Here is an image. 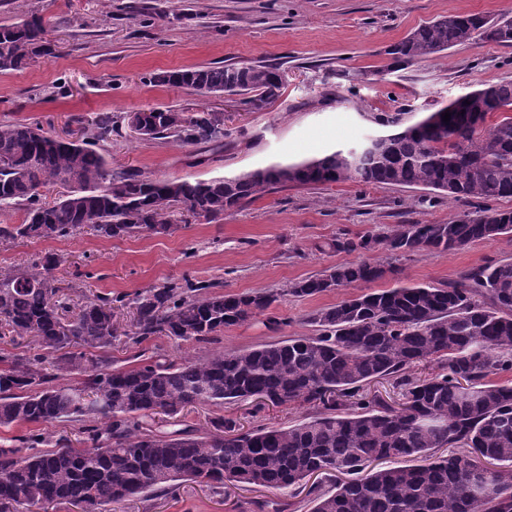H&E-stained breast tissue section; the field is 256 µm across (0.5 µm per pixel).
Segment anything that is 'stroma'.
I'll use <instances>...</instances> for the list:
<instances>
[{"label": "stroma", "instance_id": "1", "mask_svg": "<svg viewBox=\"0 0 512 512\" xmlns=\"http://www.w3.org/2000/svg\"><path fill=\"white\" fill-rule=\"evenodd\" d=\"M42 16L51 53L24 68L0 71V125L36 123L63 135L102 112L115 117L170 106L188 113L220 112L225 136L217 145L142 141L130 132L101 148L113 171L158 180H208L275 164L313 160L386 132L400 112L428 114L485 83L512 79V46L472 39L447 57L387 72V48L435 18L478 13L512 17V0H0V24ZM237 64H277L287 73L282 97L250 112L219 96L150 83L164 70ZM463 202L427 190L340 181L291 185L215 219L174 222L169 232L103 239L84 229L65 239L0 241V269L30 266L48 252L63 255L52 275L67 287L70 306L103 294L114 306L117 334L108 352L123 366L137 354L203 358L213 350L256 347L312 335L309 315L345 299L338 288L312 297L288 292L291 282L384 250H347L365 236L382 237L399 224L437 222L466 211ZM342 249H335V242ZM512 260V234L455 252L423 250L398 261L397 275L374 284L447 285L489 260ZM206 281L218 291L278 293L271 330L264 317L225 328L218 340L176 344L153 336L132 344L135 293L170 283ZM308 413L297 405L237 401L184 411V423L206 428L224 416L242 430L285 427ZM258 486L213 492L186 481L172 495L133 499L123 512H249L270 498Z\"/></svg>", "mask_w": 512, "mask_h": 512}]
</instances>
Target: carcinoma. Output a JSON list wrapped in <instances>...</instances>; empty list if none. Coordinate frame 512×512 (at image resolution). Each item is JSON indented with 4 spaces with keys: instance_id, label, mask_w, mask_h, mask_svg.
I'll return each instance as SVG.
<instances>
[{
    "instance_id": "1",
    "label": "carcinoma",
    "mask_w": 512,
    "mask_h": 512,
    "mask_svg": "<svg viewBox=\"0 0 512 512\" xmlns=\"http://www.w3.org/2000/svg\"><path fill=\"white\" fill-rule=\"evenodd\" d=\"M43 18L0 26V70L42 52ZM512 46V18L480 14L437 18L389 48L394 63L442 57L475 37ZM149 82L205 96L239 97L251 112L268 109L286 85L269 64H225L161 71ZM451 113L450 121L442 114ZM223 116H188L169 107L127 115L139 139L204 144L224 136ZM94 140L63 141L37 124L0 125V205L27 207L23 224L0 227V239H57L84 226L101 238L138 236L160 226L175 204L213 219L266 191L290 184L357 180L421 188L455 201L512 198V80L486 83L424 120L308 163L260 168L208 181L154 180L114 173L99 143L119 121L93 119ZM65 188L55 201L45 189ZM512 234V209L478 206L446 222L402 224L380 247L397 258L422 250L451 252ZM64 258L47 253L24 270H0V337L28 338L52 356L51 368L24 353L0 355V426L70 422L85 448L30 433L0 445V512L74 507L118 512L124 501L163 497L194 480L221 492L228 484L281 491L314 474L349 479L324 491L311 486V512H512V386L489 381L512 372V261L492 260L443 286H398L355 294L313 313L312 336L246 350L218 349L200 359L145 358L124 367L104 355L116 329L112 298L70 311L50 278ZM398 269L368 259L326 268L292 282L288 292L315 296L374 283ZM213 284L172 283L137 293L131 340L158 334L180 342L216 339L224 328L265 314L272 291L212 292ZM424 362L439 372L418 376ZM392 381L402 402L369 395L364 385ZM259 399L308 405L314 412L281 428L242 432L222 416L206 429L176 428L188 406ZM170 419L172 431L153 425ZM449 448L446 456L435 449ZM385 458L413 465L380 467Z\"/></svg>"
}]
</instances>
